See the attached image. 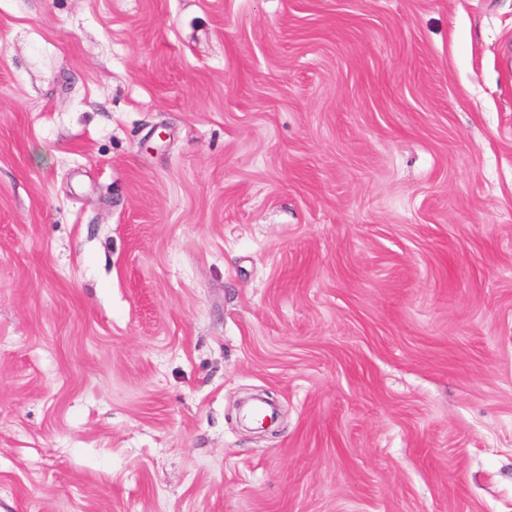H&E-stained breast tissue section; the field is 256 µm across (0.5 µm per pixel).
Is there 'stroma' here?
I'll use <instances>...</instances> for the list:
<instances>
[{
    "mask_svg": "<svg viewBox=\"0 0 512 512\" xmlns=\"http://www.w3.org/2000/svg\"><path fill=\"white\" fill-rule=\"evenodd\" d=\"M0 512H512V0H0Z\"/></svg>",
    "mask_w": 512,
    "mask_h": 512,
    "instance_id": "35a3bbf8",
    "label": "stroma"
}]
</instances>
